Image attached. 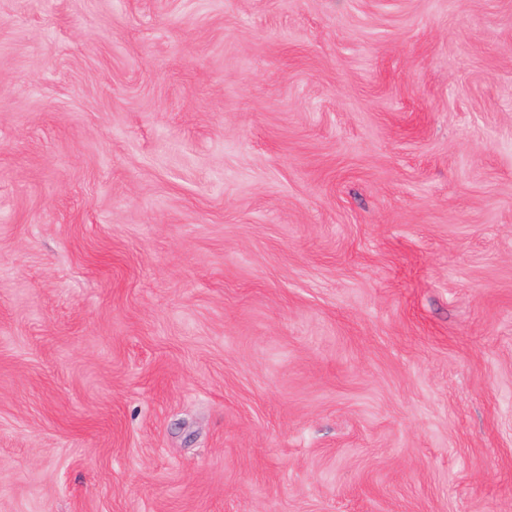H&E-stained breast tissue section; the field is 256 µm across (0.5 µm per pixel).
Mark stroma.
<instances>
[{
  "mask_svg": "<svg viewBox=\"0 0 512 512\" xmlns=\"http://www.w3.org/2000/svg\"><path fill=\"white\" fill-rule=\"evenodd\" d=\"M0 512H512V0H0Z\"/></svg>",
  "mask_w": 512,
  "mask_h": 512,
  "instance_id": "1",
  "label": "stroma"
}]
</instances>
